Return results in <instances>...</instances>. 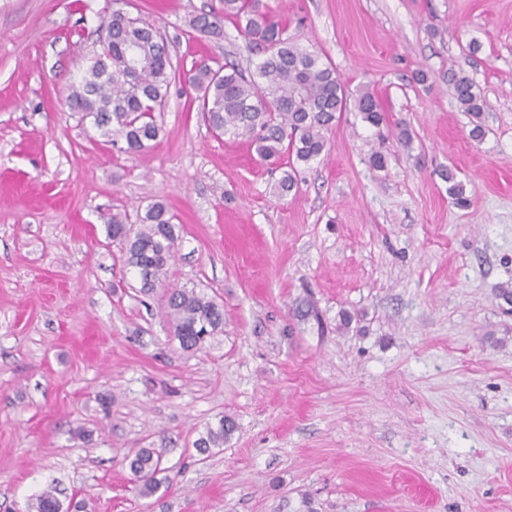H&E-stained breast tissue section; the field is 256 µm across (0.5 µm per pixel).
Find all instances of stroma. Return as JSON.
Returning <instances> with one entry per match:
<instances>
[{"label": "stroma", "instance_id": "stroma-1", "mask_svg": "<svg viewBox=\"0 0 512 512\" xmlns=\"http://www.w3.org/2000/svg\"><path fill=\"white\" fill-rule=\"evenodd\" d=\"M264 3L387 116L337 115L285 195L278 162L190 107L192 64L263 57L232 20L193 29L219 0H126L176 70L135 156L67 104L114 0H0V512L50 485L79 512H512V0ZM158 201L176 253L144 295L105 226ZM172 288L224 307L201 350L174 336ZM141 448L163 451L148 499ZM449 81L453 86L454 96L464 112H469L473 118L480 119L484 112V100L474 90L472 80L466 75L452 73ZM235 430V422L229 417H222L216 426H207L205 435L198 438L196 441L197 451L204 455L211 448L223 447L224 441L230 439ZM130 472L138 482V492L147 497L155 493L160 481L158 474L163 472L162 453L155 448L138 449L134 455L126 458Z\"/></svg>", "mask_w": 512, "mask_h": 512}]
</instances>
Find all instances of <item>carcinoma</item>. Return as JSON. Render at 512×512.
Listing matches in <instances>:
<instances>
[{
    "mask_svg": "<svg viewBox=\"0 0 512 512\" xmlns=\"http://www.w3.org/2000/svg\"><path fill=\"white\" fill-rule=\"evenodd\" d=\"M220 3V12L195 19L194 30L215 33L222 14L243 30L250 45L263 49L265 57L249 78L232 64L216 69L205 62L194 66L188 84L198 93V109L213 132L251 141L265 160L287 154L308 164L329 151L325 132L336 121V113L346 110L348 100H354L357 112L369 125L379 128L386 124L371 91L360 88L350 93L330 64L288 38L286 22L272 16L261 0ZM172 72L168 48L156 28L115 9L107 20L106 34L95 42L84 75L72 86L68 103L82 119L90 120L100 136L109 140L121 137L124 152L136 155L159 137L156 113L164 105ZM449 81L461 108L481 118L484 100L472 80L453 73ZM106 232L120 246L127 268L138 277L140 293H152L166 276L177 239L173 216L165 204L147 206L135 232L114 214ZM166 315L186 351L199 350L224 332V308L193 288L172 289ZM235 430L231 418L219 419L198 438L197 451L204 455L224 446ZM126 461L139 494L153 495L160 484L158 474L163 472L162 453L140 448ZM29 512H62L56 488L49 486L39 494Z\"/></svg>",
    "mask_w": 512,
    "mask_h": 512,
    "instance_id": "obj_1",
    "label": "carcinoma"
}]
</instances>
